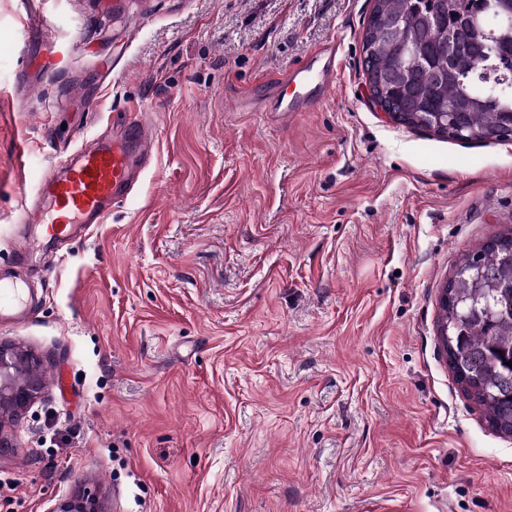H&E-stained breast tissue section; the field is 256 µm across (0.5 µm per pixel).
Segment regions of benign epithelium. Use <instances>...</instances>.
I'll use <instances>...</instances> for the list:
<instances>
[{
  "label": "benign epithelium",
  "instance_id": "7a95c632",
  "mask_svg": "<svg viewBox=\"0 0 512 512\" xmlns=\"http://www.w3.org/2000/svg\"><path fill=\"white\" fill-rule=\"evenodd\" d=\"M472 26L491 33L512 28V0H486ZM43 388L40 360L31 352L0 342V422L18 416L38 398ZM55 512H107L99 496L79 491L63 500Z\"/></svg>",
  "mask_w": 512,
  "mask_h": 512
}]
</instances>
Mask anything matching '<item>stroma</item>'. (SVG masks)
<instances>
[{"label":"stroma","mask_w":512,"mask_h":512,"mask_svg":"<svg viewBox=\"0 0 512 512\" xmlns=\"http://www.w3.org/2000/svg\"><path fill=\"white\" fill-rule=\"evenodd\" d=\"M373 3L0 0V272L42 294L0 341L45 380L0 424V512L85 488L110 512H512V436L438 337L461 257L512 229V142L374 107ZM332 40L315 110L241 111ZM134 105L155 167L63 260L18 264L42 174Z\"/></svg>","instance_id":"obj_1"}]
</instances>
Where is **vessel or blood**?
Returning <instances> with one entry per match:
<instances>
[{
    "label": "vessel or blood",
    "mask_w": 512,
    "mask_h": 512,
    "mask_svg": "<svg viewBox=\"0 0 512 512\" xmlns=\"http://www.w3.org/2000/svg\"><path fill=\"white\" fill-rule=\"evenodd\" d=\"M339 48L327 43L279 78L278 92L251 103L254 111L277 112L293 117L313 110L336 85ZM158 133L142 119L141 109L127 112L123 129L60 159L42 176L26 207L28 223L36 232L18 235L17 248L54 256L58 244L104 223L117 204L135 192L140 177L157 155ZM0 319L15 324L24 319L16 288L0 282Z\"/></svg>",
    "instance_id": "b4317fda"
}]
</instances>
